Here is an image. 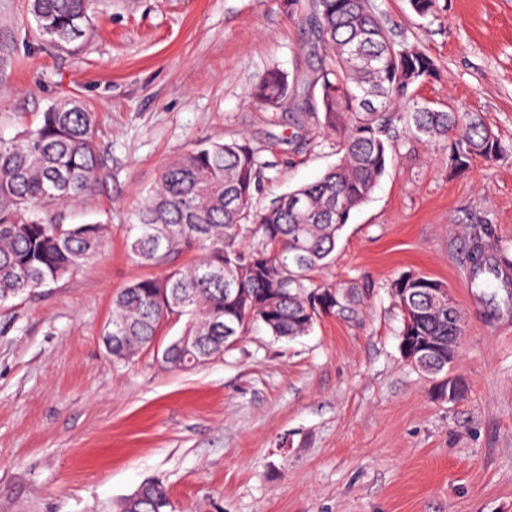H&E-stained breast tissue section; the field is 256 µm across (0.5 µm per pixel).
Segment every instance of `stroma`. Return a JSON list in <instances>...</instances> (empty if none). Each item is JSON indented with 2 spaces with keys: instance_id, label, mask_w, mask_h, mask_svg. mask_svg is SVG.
Wrapping results in <instances>:
<instances>
[{
  "instance_id": "stroma-1",
  "label": "stroma",
  "mask_w": 512,
  "mask_h": 512,
  "mask_svg": "<svg viewBox=\"0 0 512 512\" xmlns=\"http://www.w3.org/2000/svg\"><path fill=\"white\" fill-rule=\"evenodd\" d=\"M395 39L424 51L437 77L418 98L480 113L512 145V0H372ZM306 0H94L73 51L40 35L28 0H0V139L37 127L53 103L96 115L111 176L48 213L104 227L99 256L36 293L0 302V512H116L150 479L167 512H512V154L448 166V140L413 134L395 109L386 170L345 225L323 285H368L357 320L321 317L305 336L251 327L202 369L173 370L154 348L115 361L101 341L112 299L161 275L126 247L132 213L162 167L207 142L246 138L265 164L257 206L337 161L336 137L292 103L253 88L270 67L308 76ZM498 263L472 283L471 240ZM453 294L464 337L455 402L399 349L400 275Z\"/></svg>"
}]
</instances>
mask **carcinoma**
Returning <instances> with one entry per match:
<instances>
[{"mask_svg": "<svg viewBox=\"0 0 512 512\" xmlns=\"http://www.w3.org/2000/svg\"><path fill=\"white\" fill-rule=\"evenodd\" d=\"M91 0H30L39 32L61 47L83 38ZM317 44L314 78L318 97L305 83L270 69L254 88L263 103L292 101L336 135V164L316 181L279 197L262 211L251 209L263 172L246 140L197 146L166 164L155 190L126 228L130 256L148 266H167L186 252L198 260L163 278L138 279L118 292L109 325H122L129 343L102 342L112 358L149 343L177 314L185 334L200 336L201 351H224V330L239 337L263 324L277 339L310 332L319 319L309 303L325 294V313L359 314L363 290L315 284L312 274L330 263L340 232L384 174L392 150L390 115L406 106L418 135L455 133L448 155L454 167L476 157L504 154L500 141L474 112L437 109L415 98L416 85L436 75L425 53L392 39L370 0H310L305 17ZM109 176L98 144L95 113L77 100L53 104L40 124L9 141L0 140V300L30 294L92 260L101 248L100 224H58L41 215L46 204L65 205L92 194ZM440 282L410 273L393 284L401 312L419 313L400 335L448 342L458 310L434 306L430 289ZM168 489L158 482L147 499L124 498L118 512H166Z\"/></svg>", "mask_w": 512, "mask_h": 512, "instance_id": "1", "label": "carcinoma"}]
</instances>
